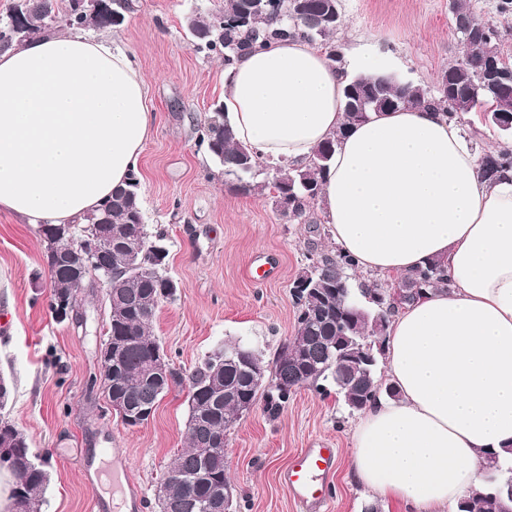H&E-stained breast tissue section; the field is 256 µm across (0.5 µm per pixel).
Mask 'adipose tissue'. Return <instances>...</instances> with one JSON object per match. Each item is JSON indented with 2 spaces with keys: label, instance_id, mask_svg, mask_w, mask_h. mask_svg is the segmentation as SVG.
Instances as JSON below:
<instances>
[{
  "label": "adipose tissue",
  "instance_id": "adipose-tissue-1",
  "mask_svg": "<svg viewBox=\"0 0 512 512\" xmlns=\"http://www.w3.org/2000/svg\"><path fill=\"white\" fill-rule=\"evenodd\" d=\"M347 75L291 38L225 67L238 141L300 165L339 136L320 186L323 223L362 272L444 261L449 283L392 316L387 382L352 432L350 470L374 499L444 512L512 448V169L482 176L460 126L413 106L344 124ZM155 123L145 79L111 37L46 33L0 53V213L73 224L126 184Z\"/></svg>",
  "mask_w": 512,
  "mask_h": 512
}]
</instances>
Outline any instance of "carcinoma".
Wrapping results in <instances>:
<instances>
[{"mask_svg": "<svg viewBox=\"0 0 512 512\" xmlns=\"http://www.w3.org/2000/svg\"><path fill=\"white\" fill-rule=\"evenodd\" d=\"M72 2L27 0L20 22L33 38L62 26L92 25L99 29H112L110 23L101 17L74 12ZM249 2L251 0H224V6L215 12L188 16L187 30L197 48L224 57V63L229 65L235 58L273 41L300 35L327 50L333 61L341 62L336 46L331 42L340 22L315 27L302 22L292 27L280 19L284 8L282 0H258L260 7L251 14L248 31L221 26L224 16L240 13ZM15 12L13 8L9 14L0 16L1 51L24 42L11 32L10 18ZM455 33L464 53L460 61L446 67L440 74L447 85L446 90L427 89L396 76H355L347 83L345 126L364 122L379 111L391 112L426 105L451 119L478 109L503 136H511L512 127L502 128L497 122L501 113L485 111V102L495 101V94L483 83L480 50L468 45L460 30H455ZM369 100L387 102L389 106L376 109L367 105ZM198 138L199 142L206 144L210 156L222 168L226 182L235 191L248 194L271 187L278 193L290 192L291 208L283 214L290 221L302 218L305 207L317 200L321 180L339 141L333 137L318 145L304 167L271 169L251 148L236 140L220 104L198 127ZM509 167H512V152L506 149L495 156L485 157L483 161V173L487 177ZM262 174L268 180L257 181ZM137 187V178L132 177L125 186L113 190L111 199L97 214L84 218L85 227L79 234L74 230L61 233L49 224L40 227V236L51 239L55 254V259L47 262L52 312H57L59 295L70 288L72 272L64 259L83 252L91 226L98 225L97 231L103 235L111 230H134L143 223ZM316 261L317 266L308 269L307 273L317 294L312 301L301 294H294L298 310L297 330L293 338L284 344L286 348L293 347L299 355L284 360L279 352L269 367L255 350L247 349V359L242 361L230 356L233 346L224 344L205 355L189 375L179 372L177 378L169 383L155 378L150 370L154 353L161 349L151 327L159 304L173 297V293L165 292L150 274L149 259L143 260L142 268L132 271L127 269L125 252L117 248L93 253L95 268L112 273L113 287L119 290L121 298L123 323L112 325V337L120 339L123 347L112 359V369L103 367L100 372L106 378L111 371L122 377L123 386L119 391L107 388L101 391L107 402L117 400L116 415L124 424L134 426L142 410L158 405L172 388L186 383L188 390L200 391L198 397L187 395L189 446L175 454L167 465L170 472L180 477L170 497L171 512H207L206 486L202 484L192 490L188 484L206 469L215 478L224 477V463L206 459L205 449L213 447L219 436L233 427L240 418L239 411L244 403L257 401V392L253 389L256 371H268L273 377L274 386L264 395L265 411L271 416L279 414L291 392L309 383L316 386L321 380H334L341 371L345 373L346 380L344 384L336 385V391L350 411H361L376 398L377 392L385 389L391 393L393 388L382 387L379 362L358 363L353 358V351H378L375 343L378 320L390 321L396 309L420 296L422 288L448 285L445 267L438 261H431L400 278L395 286L376 280L353 285L352 275L348 273L350 263L341 256L324 254ZM0 437L6 438L11 447L22 452L19 463H3L15 477L12 496H17L19 488L26 487L31 498L43 502L48 458L31 454L26 437L1 414ZM504 463L506 460L495 457L486 463L490 487L497 490L499 497L467 496L459 503L456 512H505L507 508L512 509V466L506 467Z\"/></svg>", "mask_w": 512, "mask_h": 512, "instance_id": "obj_1", "label": "carcinoma"}]
</instances>
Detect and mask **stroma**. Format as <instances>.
I'll use <instances>...</instances> for the list:
<instances>
[{"instance_id":"obj_1","label":"stroma","mask_w":512,"mask_h":512,"mask_svg":"<svg viewBox=\"0 0 512 512\" xmlns=\"http://www.w3.org/2000/svg\"><path fill=\"white\" fill-rule=\"evenodd\" d=\"M112 35L133 56L147 85L154 130L136 174L145 222L163 233L167 269L177 289L160 304L153 334L173 366L190 372L215 345L240 343L272 362L297 328L292 284L309 259L330 251L316 207L298 221L283 218L272 192L242 194L197 138L222 93V57L198 50L186 28L195 10L224 0H132ZM333 37L343 61L375 40L406 64L401 79L434 87L463 47L452 32L449 0H338ZM44 244L35 226L0 214V373L12 393L4 414L36 454H48L50 481L41 512H88L94 496L112 491L111 448L129 461V479L143 492L141 512H155L154 490L165 467L187 444L186 390L172 389L149 421L128 427L89 391L100 366L106 319L103 287L86 289L76 318L51 312ZM274 257V279L250 277L256 258ZM357 414L332 383L304 386L277 416L263 403L242 416L226 440L227 475L237 512H299L280 480L290 458L314 442L336 448L327 512H364L370 497L349 475Z\"/></svg>"}]
</instances>
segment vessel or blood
I'll return each mask as SVG.
<instances>
[{"instance_id": "obj_1", "label": "vessel or blood", "mask_w": 512, "mask_h": 512, "mask_svg": "<svg viewBox=\"0 0 512 512\" xmlns=\"http://www.w3.org/2000/svg\"><path fill=\"white\" fill-rule=\"evenodd\" d=\"M336 451L318 442L294 454L280 474L282 483L306 512H326L331 496L330 475ZM128 461L119 454L112 457V491L122 500L139 504L142 492L127 479Z\"/></svg>"}]
</instances>
